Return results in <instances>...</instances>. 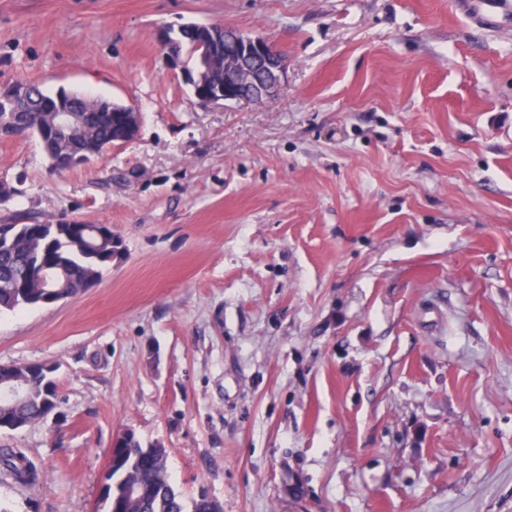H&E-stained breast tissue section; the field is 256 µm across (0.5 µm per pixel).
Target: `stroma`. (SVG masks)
I'll return each instance as SVG.
<instances>
[{"label": "stroma", "mask_w": 512, "mask_h": 512, "mask_svg": "<svg viewBox=\"0 0 512 512\" xmlns=\"http://www.w3.org/2000/svg\"><path fill=\"white\" fill-rule=\"evenodd\" d=\"M473 0H0V85L134 105L137 138L52 172L0 139V224H106L98 285L0 315L55 415L0 431L100 512L112 438L223 512H512V21ZM288 54L283 88L199 107L161 26Z\"/></svg>", "instance_id": "1"}]
</instances>
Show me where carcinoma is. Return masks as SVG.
<instances>
[{"label":"carcinoma","instance_id":"cac0c4a2","mask_svg":"<svg viewBox=\"0 0 512 512\" xmlns=\"http://www.w3.org/2000/svg\"><path fill=\"white\" fill-rule=\"evenodd\" d=\"M198 24L190 22L177 31V45L186 64L195 65ZM27 100L16 103L0 102V118L15 108L18 122L26 124V131L37 134L36 128L43 120L41 112H25L32 106L57 105L70 98L67 90L55 93L46 91L41 84L28 82ZM90 113V124L83 130L84 141L110 143L122 139L119 121L115 117H101L95 109L102 106L107 112L121 109L123 105L110 99L90 97L74 98ZM114 235H91L85 224H13L11 231L0 237V314L18 309L47 305L48 295L53 300L74 297L97 284L103 271L112 266L115 251ZM47 267L53 271L52 280L45 284L33 276V271ZM56 367L45 369L26 364L0 365V386L18 380L28 384L26 396L10 402L0 395V428L17 430L42 421L47 408L56 406L58 398L52 373ZM120 457L110 472V485L102 492L106 512H223L222 505L201 493L191 502L171 485L167 471V452L160 445L143 446L135 434L123 432L113 442ZM0 475L28 488L42 484L34 464L18 448H0ZM139 486L144 493L139 496L117 495L116 490Z\"/></svg>","mask_w":512,"mask_h":512}]
</instances>
